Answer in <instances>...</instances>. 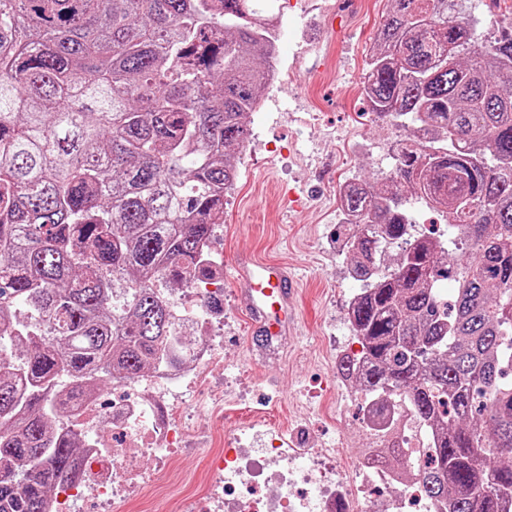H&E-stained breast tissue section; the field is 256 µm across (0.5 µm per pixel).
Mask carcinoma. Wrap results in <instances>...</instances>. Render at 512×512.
<instances>
[{"label":"carcinoma","mask_w":512,"mask_h":512,"mask_svg":"<svg viewBox=\"0 0 512 512\" xmlns=\"http://www.w3.org/2000/svg\"><path fill=\"white\" fill-rule=\"evenodd\" d=\"M268 2L0 0V512H49L81 484L87 443L60 396L185 354L155 282L211 273L277 41ZM388 2L364 98L417 136L381 186L339 193L365 227L348 252L361 351L337 370L428 433L365 468L417 480L444 512H512V20L481 41L462 0ZM407 189L448 237L411 235ZM450 245L470 260L445 263Z\"/></svg>","instance_id":"carcinoma-1"}]
</instances>
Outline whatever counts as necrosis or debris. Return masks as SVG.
Here are the masks:
<instances>
[{"instance_id": "4bbe7bcc", "label": "necrosis or debris", "mask_w": 512, "mask_h": 512, "mask_svg": "<svg viewBox=\"0 0 512 512\" xmlns=\"http://www.w3.org/2000/svg\"><path fill=\"white\" fill-rule=\"evenodd\" d=\"M200 288V283L191 282L173 299L181 317L195 330L196 342L189 359L140 380L136 402L116 400L103 408L97 401H88L72 412L73 426L90 433L97 424H104L110 434L123 437L144 452L163 448L173 454L179 450L182 429L159 424L152 411L159 405L179 410V403L170 398L173 388L200 382L218 361L217 337L224 320L205 310L199 300ZM262 454V459L253 458L250 449L235 439L227 442L224 454H208L212 482L207 512H388L377 491L400 484L397 475L390 472L355 477L337 465L335 449L318 448L314 455L325 464L321 479L311 492L298 497L291 486L299 476L295 462L302 449L289 447L279 432ZM83 459L89 464L87 475L99 512H127L131 487L154 479L152 470L115 451L105 454L94 446L86 449Z\"/></svg>"}]
</instances>
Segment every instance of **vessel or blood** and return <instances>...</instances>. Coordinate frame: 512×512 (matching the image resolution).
<instances>
[{
  "label": "vessel or blood",
  "instance_id": "obj_1",
  "mask_svg": "<svg viewBox=\"0 0 512 512\" xmlns=\"http://www.w3.org/2000/svg\"><path fill=\"white\" fill-rule=\"evenodd\" d=\"M233 286L248 304L251 331L262 352L271 351L295 325V276L285 263L243 252L234 264Z\"/></svg>",
  "mask_w": 512,
  "mask_h": 512
}]
</instances>
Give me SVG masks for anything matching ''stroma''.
Segmentation results:
<instances>
[{"instance_id":"1","label":"stroma","mask_w":512,"mask_h":512,"mask_svg":"<svg viewBox=\"0 0 512 512\" xmlns=\"http://www.w3.org/2000/svg\"><path fill=\"white\" fill-rule=\"evenodd\" d=\"M280 67L263 111L249 113L251 136L240 178L224 198V229L213 241L225 279L220 361L184 398L194 411L181 452L168 455L159 488L133 502L150 512L155 496L201 499L209 483L205 451L264 423L294 448L335 449L345 467L358 463L371 439L363 399L344 385L333 360L359 351L347 305L359 288L334 242L337 176L380 183L393 170L390 147L410 128L370 112L361 94L374 35L387 0H277ZM280 261L299 277L295 307L301 333L284 338L277 356H250L245 304L231 283L239 251ZM224 389V409H210Z\"/></svg>"}]
</instances>
